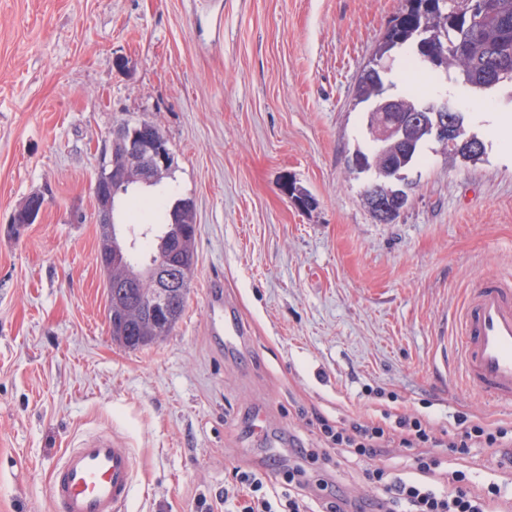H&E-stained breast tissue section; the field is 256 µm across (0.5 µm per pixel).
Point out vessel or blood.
<instances>
[{"label":"vessel or blood","mask_w":512,"mask_h":512,"mask_svg":"<svg viewBox=\"0 0 512 512\" xmlns=\"http://www.w3.org/2000/svg\"><path fill=\"white\" fill-rule=\"evenodd\" d=\"M224 283L209 281L210 331L228 340L242 336L240 324L224 317ZM456 361L469 389L512 407V279H476L456 316ZM135 463L124 440L95 434L65 451L48 486L55 512H119L129 497Z\"/></svg>","instance_id":"vessel-or-blood-1"}]
</instances>
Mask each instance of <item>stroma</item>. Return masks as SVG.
Instances as JSON below:
<instances>
[{"mask_svg":"<svg viewBox=\"0 0 512 512\" xmlns=\"http://www.w3.org/2000/svg\"><path fill=\"white\" fill-rule=\"evenodd\" d=\"M404 0H0V512H52L51 471L112 432L135 473L121 512H234V467L272 504L304 411L329 420L459 415L512 422L469 392L454 315L481 276H512V98L446 90L483 141L474 161L430 141L393 222L348 161L366 139L352 88ZM127 66L118 69L117 58ZM157 123L171 172L137 196L194 203L198 260L173 333L113 342L92 185L118 120ZM307 191L300 205L283 190ZM47 203L16 229L33 192ZM245 334L208 333L205 286Z\"/></svg>","mask_w":512,"mask_h":512,"instance_id":"1","label":"stroma"}]
</instances>
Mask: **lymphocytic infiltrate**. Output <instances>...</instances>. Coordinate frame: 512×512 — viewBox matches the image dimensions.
Returning <instances> with one entry per match:
<instances>
[{
    "label": "lymphocytic infiltrate",
    "mask_w": 512,
    "mask_h": 512,
    "mask_svg": "<svg viewBox=\"0 0 512 512\" xmlns=\"http://www.w3.org/2000/svg\"><path fill=\"white\" fill-rule=\"evenodd\" d=\"M461 432L451 440L434 436L428 422L400 416L395 421L335 425L312 414L309 423L325 438L331 460L332 450L354 455L365 465L364 477L382 486L383 496L351 499L343 494L327 496L325 484H310L301 465L305 448H296V464L288 468V512H512V497L497 482L476 484L471 476V451L488 448L499 468L512 469V425L472 423L460 416ZM407 448L412 455L409 479H390L386 461L393 449Z\"/></svg>",
    "instance_id": "1"
}]
</instances>
